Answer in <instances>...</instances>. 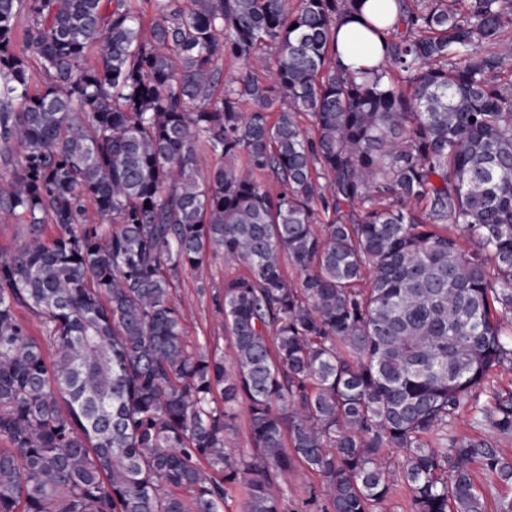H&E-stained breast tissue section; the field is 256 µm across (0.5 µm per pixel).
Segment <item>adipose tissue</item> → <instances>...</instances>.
Masks as SVG:
<instances>
[{"label":"adipose tissue","instance_id":"ef3b65f1","mask_svg":"<svg viewBox=\"0 0 512 512\" xmlns=\"http://www.w3.org/2000/svg\"><path fill=\"white\" fill-rule=\"evenodd\" d=\"M371 0H365L361 9L341 20L337 32V53L343 66L359 73L381 67L384 60L381 40L368 34L366 22L372 21Z\"/></svg>","mask_w":512,"mask_h":512}]
</instances>
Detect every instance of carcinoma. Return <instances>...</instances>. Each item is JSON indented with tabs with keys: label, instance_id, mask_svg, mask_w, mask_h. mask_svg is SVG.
Listing matches in <instances>:
<instances>
[{
	"label": "carcinoma",
	"instance_id": "cac0c4a2",
	"mask_svg": "<svg viewBox=\"0 0 512 512\" xmlns=\"http://www.w3.org/2000/svg\"><path fill=\"white\" fill-rule=\"evenodd\" d=\"M143 2L0 0V512H288L298 467L319 512H487L512 458L454 424L512 433V0H394L359 77L365 0ZM219 251L228 360L174 299ZM374 0H367L362 8L341 20L337 32V53L343 66L357 74L365 69L382 66L384 60L382 41L370 34L365 23L374 21ZM363 34L366 41L361 40L358 47L353 45V37ZM23 240L21 224H17L15 219L0 215V253H7L14 250Z\"/></svg>",
	"mask_w": 512,
	"mask_h": 512
}]
</instances>
